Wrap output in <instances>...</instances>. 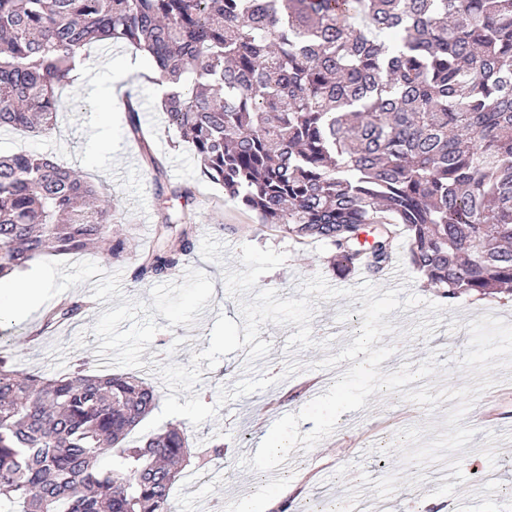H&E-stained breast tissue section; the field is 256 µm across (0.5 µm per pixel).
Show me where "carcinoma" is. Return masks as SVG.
Wrapping results in <instances>:
<instances>
[{"label": "carcinoma", "instance_id": "obj_1", "mask_svg": "<svg viewBox=\"0 0 512 512\" xmlns=\"http://www.w3.org/2000/svg\"><path fill=\"white\" fill-rule=\"evenodd\" d=\"M106 40L177 86L169 124L260 228L371 275L404 235L442 296L512 292V0H0V130L54 129L75 51ZM111 220L101 187L51 155L0 156V277L49 250L123 260ZM194 242L166 220L134 279L171 276ZM89 307L60 301L37 335ZM157 401L132 374L23 375L0 355V509L174 512L183 431L130 440ZM223 455L201 449L197 469Z\"/></svg>", "mask_w": 512, "mask_h": 512}]
</instances>
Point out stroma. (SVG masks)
I'll use <instances>...</instances> for the list:
<instances>
[{"instance_id": "35a3bbf8", "label": "stroma", "mask_w": 512, "mask_h": 512, "mask_svg": "<svg viewBox=\"0 0 512 512\" xmlns=\"http://www.w3.org/2000/svg\"><path fill=\"white\" fill-rule=\"evenodd\" d=\"M87 77L73 83L58 98L57 126L49 133L24 137L0 132V154L20 149L47 152L66 167L108 188L112 222L127 232L131 251L121 263L103 252L48 254L21 271V278L38 277L44 284L39 303L20 319L0 323L5 330V353L20 373L65 374L90 362L97 369L130 373L145 378L160 393L168 389L159 373L169 363L189 365L193 354L210 345L219 314L240 321L238 301L225 285V273L240 269L243 244L286 252V262L262 276L259 288L276 290L278 298H299L302 281L322 276L342 297L316 299L311 319L313 347L289 345L297 325H262L257 339L222 357L213 368L202 369L192 392H178L179 402L198 394L218 404L220 390L232 389L245 377L273 378L272 386L218 405L217 414L201 425L182 421L191 451L223 445L222 458L213 460L206 473L187 465L173 492L176 512H241L250 502L252 512H266L270 504H287L288 512H317L365 496L372 512H419L428 500H440L451 512H512V463L505 460L512 448V370L494 371L495 383L472 404L461 421L476 433L461 451L463 478L450 476L442 462L422 467L405 465L391 445L397 431L410 426L441 424L452 404L440 402L429 410L399 394L369 396L364 408L341 414L335 431L313 448H295L277 467V481L244 466L253 458L264 436L282 416L300 411L327 389L351 361L320 367L326 355H337L359 336L363 322L361 301L346 296V289L373 281L380 290L396 289L422 303L396 309L385 320L392 330L382 345L394 354L379 369L390 373L401 364L419 365L436 355L440 370L425 382L433 388L457 389L470 382L461 370L469 342L467 325L489 314L512 324V297L480 299L460 296L441 299L422 274L398 257L392 273L377 279L356 272L341 275L332 250L318 242L299 243L271 230H260L253 213L229 200L222 190L202 182L198 162L176 130L169 126L155 95V86L142 78L147 67L135 50L124 43L97 44L86 60ZM131 71L128 94L138 102L149 149H142L127 132L121 107L103 96L108 72ZM164 166L156 178L152 159ZM188 188L193 199L174 197L175 189ZM183 214L196 226L193 253L175 274L149 284L137 282V260L153 241L155 230L167 217ZM84 296L92 303L80 321L60 326L32 342L29 334L45 312L67 296ZM441 303L440 322L430 336H412L423 320L425 302ZM330 341V350L319 347ZM298 372L286 374L288 363Z\"/></svg>"}]
</instances>
